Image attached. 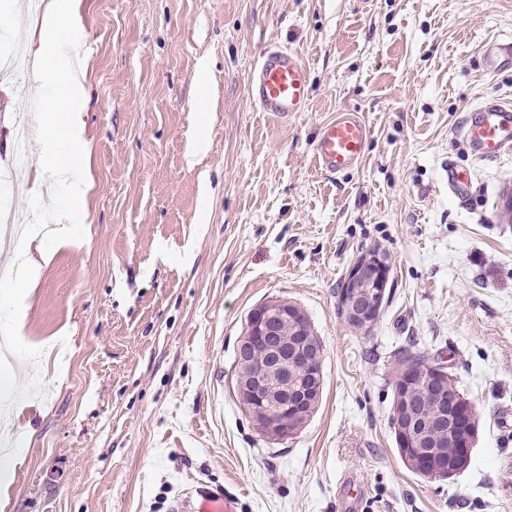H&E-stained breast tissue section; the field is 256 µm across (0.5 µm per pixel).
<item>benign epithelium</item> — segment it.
<instances>
[{
	"instance_id": "obj_1",
	"label": "benign epithelium",
	"mask_w": 512,
	"mask_h": 512,
	"mask_svg": "<svg viewBox=\"0 0 512 512\" xmlns=\"http://www.w3.org/2000/svg\"><path fill=\"white\" fill-rule=\"evenodd\" d=\"M390 266L378 251L354 259L344 278L337 304L344 320L363 330L371 329L385 309L390 283ZM292 311L277 299L253 307L236 346L235 365L249 362L251 351L263 350V360L250 373L235 372V389L245 414L260 416L268 439L284 444L294 439L320 404L324 376V344L310 325H297L285 334ZM394 391L392 433L404 459L421 472L433 470L445 478L455 475L454 465L430 463L440 441L435 433L451 432L450 447L471 454L476 416L473 407H461L448 418V404L459 396L448 386V363L431 359L403 363L391 382ZM434 408L419 431L414 410L423 403Z\"/></svg>"
}]
</instances>
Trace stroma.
I'll list each match as a JSON object with an SVG mask.
<instances>
[{"label":"stroma","instance_id":"35a3bbf8","mask_svg":"<svg viewBox=\"0 0 512 512\" xmlns=\"http://www.w3.org/2000/svg\"><path fill=\"white\" fill-rule=\"evenodd\" d=\"M92 183L77 239L25 234L0 252V512H172L193 489L231 512H512V149L475 159L473 108L512 105V69L480 63L512 38V0H78ZM297 52L310 104L260 112L261 52ZM206 78H199L200 66ZM206 114H199V103ZM23 102L0 80V166ZM353 110L362 162L330 176L313 149ZM470 166L465 197L448 164ZM33 165L0 206L43 208ZM391 267L369 331L336 314L360 253ZM36 271L23 270L26 257ZM297 303L324 342L320 406L266 438L234 391L249 311ZM443 357L479 414L467 469L428 482L396 450L394 354Z\"/></svg>","mask_w":512,"mask_h":512}]
</instances>
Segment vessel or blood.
I'll list each match as a JSON object with an SVG mask.
<instances>
[{
    "instance_id": "1",
    "label": "vessel or blood",
    "mask_w": 512,
    "mask_h": 512,
    "mask_svg": "<svg viewBox=\"0 0 512 512\" xmlns=\"http://www.w3.org/2000/svg\"><path fill=\"white\" fill-rule=\"evenodd\" d=\"M482 65L490 72L512 68V41L495 40L482 47ZM248 92L260 111L285 121L309 106L308 68L298 53L273 48L265 51L248 80ZM461 135L480 159L499 156L512 144V107L489 101L475 109L461 128ZM370 129L355 112H341L324 123L314 148L316 165L337 175L356 167L363 159ZM472 183L469 167L448 168V188L464 196Z\"/></svg>"
}]
</instances>
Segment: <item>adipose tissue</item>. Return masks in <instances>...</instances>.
Wrapping results in <instances>:
<instances>
[{
    "instance_id": "adipose-tissue-1",
    "label": "adipose tissue",
    "mask_w": 512,
    "mask_h": 512,
    "mask_svg": "<svg viewBox=\"0 0 512 512\" xmlns=\"http://www.w3.org/2000/svg\"><path fill=\"white\" fill-rule=\"evenodd\" d=\"M79 28L76 0H50L39 32L29 41V50L40 63L37 81L50 89L37 116L43 133V168L67 186L68 194L57 210L76 231L81 228L91 188L81 177L89 163L82 122L88 97L78 59L65 56L63 48L77 46Z\"/></svg>"
}]
</instances>
